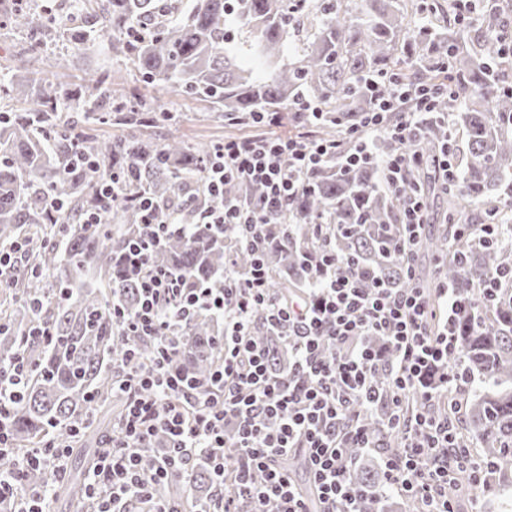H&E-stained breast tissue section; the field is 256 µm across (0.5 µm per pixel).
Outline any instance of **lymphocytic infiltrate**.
Segmentation results:
<instances>
[{"label":"lymphocytic infiltrate","instance_id":"f902f5d3","mask_svg":"<svg viewBox=\"0 0 512 512\" xmlns=\"http://www.w3.org/2000/svg\"><path fill=\"white\" fill-rule=\"evenodd\" d=\"M372 101L368 125L398 144L383 161L387 187L401 191L408 172L421 157L413 146L427 132L441 90L389 78H364ZM251 120L261 132L225 140L214 146L207 173V191L223 197L224 186L260 188L258 198L225 199L217 210L200 214L199 223L224 224L238 232V246L252 257L246 274L233 263L224 265L220 288L194 286L171 271L152 266L148 258L164 238L176 231L177 214L163 212L141 195L139 234L121 255L126 275L137 284L138 306L114 308L112 318L121 335L149 340L151 360L128 354L119 363L118 389L126 402L116 423V438L93 468L86 487L91 512H128V505H148V512H176L157 500V484L188 478L195 462H206L215 483L211 496L196 512H359L360 490L351 482L349 449L366 450L374 442L357 422L358 407L385 409L391 427L404 430L401 451L386 452V485L417 505L416 512H454L447 487L449 454L465 462L467 454L453 445V427L433 406L447 392L467 384L464 369L448 380H435L438 365L456 353L451 326L435 327L436 315L427 291L419 284L394 289L367 286L363 273L344 270L328 248L310 259L308 287L292 300L268 286L263 260L267 226L283 217L302 184L320 166L340 160L351 164L367 155L364 136L351 131L342 141L303 135L280 136L273 128L276 112H256ZM346 139V140H347ZM402 193V191H401ZM404 230L399 248L415 258L428 222L424 196L402 193ZM200 310L224 319V358L209 379L190 381L171 372L169 360L183 324ZM263 311L268 326L288 344L287 376L273 375L264 350L253 339V314ZM386 337L394 356L385 360L367 342ZM334 353L324 357V344ZM22 379H0V498H10L15 512H47L46 494L29 486L31 468L54 474L65 469L67 447L54 443L17 454L5 423ZM423 409L414 420L402 419L407 396ZM171 444L159 452L151 470L141 466L157 431ZM302 454L316 496L308 502L288 471L278 465L282 455ZM233 479L235 493L225 489Z\"/></svg>","mask_w":512,"mask_h":512}]
</instances>
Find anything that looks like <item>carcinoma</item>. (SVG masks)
<instances>
[{
    "label": "carcinoma",
    "mask_w": 512,
    "mask_h": 512,
    "mask_svg": "<svg viewBox=\"0 0 512 512\" xmlns=\"http://www.w3.org/2000/svg\"><path fill=\"white\" fill-rule=\"evenodd\" d=\"M69 9L36 12L28 0H12L0 16L4 26L26 32L39 52L49 37L74 47L108 43L112 57L130 63L141 81L211 105L221 115L246 120L252 112H295L310 102L324 112L316 133L341 138L370 111L361 82L386 75L404 82L448 87L463 104L449 112L465 141L455 189L448 192L443 231L420 239L418 253L440 259L436 279L448 283L459 301L455 319L459 359L475 387L461 448L482 444L469 463L486 467L483 493L512 512V288L484 287L488 276L512 267V224L502 223L501 191L512 182V32L491 15L475 26L456 16L454 0H69ZM0 97L20 102L0 113V244L26 243L23 269L0 280L21 297L0 304V366L24 365L21 394L10 407V433L25 450L44 442L77 450L80 466L59 478L29 469L26 480L47 487L70 506L78 504L87 469L112 437L122 410L112 397L117 363L127 348L148 359L150 341L119 335L112 305L134 309L136 285L118 258L140 228L131 198L146 195L161 209L181 214L183 231L155 249L149 262L194 284L221 287L224 256L241 271L250 257L236 248L231 227L195 223L202 211L220 206L205 177L212 147L177 138L152 140L148 130L164 117L136 96L111 87L103 74L87 73L80 90L36 78L20 82L0 76ZM64 105L88 118L109 108L117 137L80 135L62 122ZM448 127L432 123L416 146L422 165L405 191L431 192L437 145ZM118 174L121 192L101 222L84 223L98 209L99 182ZM292 225L269 226L266 251L269 287L293 296L306 288L303 270L322 243L351 266L375 274L387 288L407 286L399 253L401 210L370 160L350 167L330 162L313 172L290 203ZM494 231L462 235L457 225L487 224ZM256 338L275 375L288 373V350L269 331L264 316L253 318ZM46 331L33 336L36 328ZM224 321L201 311L181 331V349L171 368L207 378L224 357ZM359 420L382 448H399L403 436L385 427L381 414L362 406ZM363 512H377L378 474L352 469ZM213 476L192 470L190 495H209ZM158 499L182 507L185 491L160 484Z\"/></svg>",
    "instance_id": "cac0c4a2"
}]
</instances>
